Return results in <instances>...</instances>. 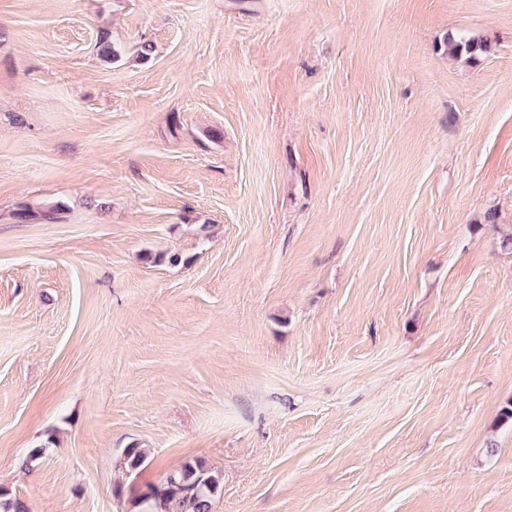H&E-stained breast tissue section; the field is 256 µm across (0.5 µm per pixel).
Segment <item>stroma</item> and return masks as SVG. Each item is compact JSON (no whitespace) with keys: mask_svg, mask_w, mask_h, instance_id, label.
I'll return each instance as SVG.
<instances>
[{"mask_svg":"<svg viewBox=\"0 0 512 512\" xmlns=\"http://www.w3.org/2000/svg\"><path fill=\"white\" fill-rule=\"evenodd\" d=\"M509 236L512 0H0V497L512 512ZM222 476L189 464L171 471L158 485L148 486L137 498L138 512H211Z\"/></svg>","mask_w":512,"mask_h":512,"instance_id":"1","label":"stroma"}]
</instances>
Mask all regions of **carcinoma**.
<instances>
[{
  "label": "carcinoma",
  "instance_id": "carcinoma-1",
  "mask_svg": "<svg viewBox=\"0 0 512 512\" xmlns=\"http://www.w3.org/2000/svg\"><path fill=\"white\" fill-rule=\"evenodd\" d=\"M456 50L469 53L488 49L486 42L448 38ZM222 476L199 465L189 464L167 474L158 485L147 487L137 498L139 512H211L212 502L221 488Z\"/></svg>",
  "mask_w": 512,
  "mask_h": 512
}]
</instances>
